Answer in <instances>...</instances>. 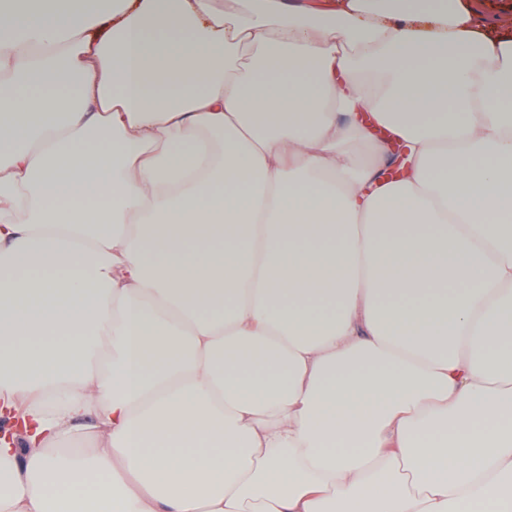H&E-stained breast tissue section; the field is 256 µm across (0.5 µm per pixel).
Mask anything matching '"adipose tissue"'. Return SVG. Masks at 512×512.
<instances>
[{
    "mask_svg": "<svg viewBox=\"0 0 512 512\" xmlns=\"http://www.w3.org/2000/svg\"><path fill=\"white\" fill-rule=\"evenodd\" d=\"M0 418V512H512V31L0 0Z\"/></svg>",
    "mask_w": 512,
    "mask_h": 512,
    "instance_id": "obj_1",
    "label": "adipose tissue"
}]
</instances>
